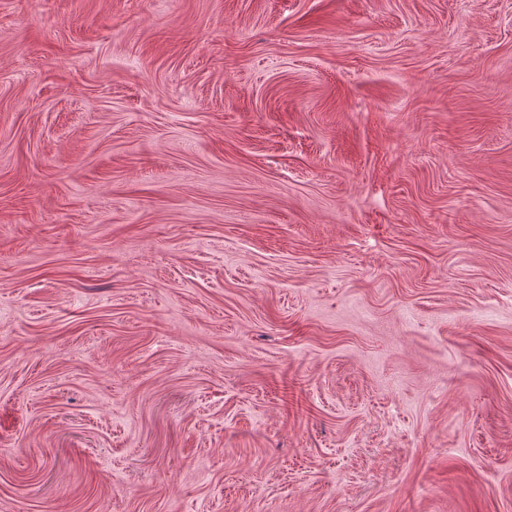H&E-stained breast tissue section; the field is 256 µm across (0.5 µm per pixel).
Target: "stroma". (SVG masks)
<instances>
[{
	"label": "stroma",
	"mask_w": 512,
	"mask_h": 512,
	"mask_svg": "<svg viewBox=\"0 0 512 512\" xmlns=\"http://www.w3.org/2000/svg\"><path fill=\"white\" fill-rule=\"evenodd\" d=\"M0 512H512V0H0Z\"/></svg>",
	"instance_id": "35a3bbf8"
}]
</instances>
